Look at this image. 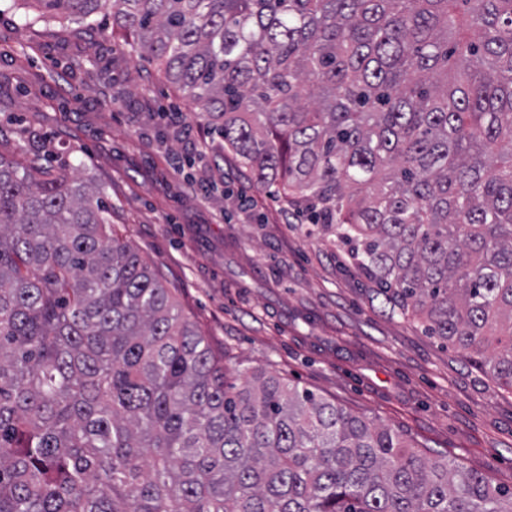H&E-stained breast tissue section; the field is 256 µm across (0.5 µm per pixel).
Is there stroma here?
I'll return each instance as SVG.
<instances>
[{
    "mask_svg": "<svg viewBox=\"0 0 512 512\" xmlns=\"http://www.w3.org/2000/svg\"><path fill=\"white\" fill-rule=\"evenodd\" d=\"M0 0V151L79 169L112 206L118 233L160 273L228 369L261 370L352 415L390 425L418 452L512 488V391L370 304L332 236L295 222L195 119L205 154L184 150L159 105L183 106L102 15L29 27Z\"/></svg>",
    "mask_w": 512,
    "mask_h": 512,
    "instance_id": "obj_1",
    "label": "stroma"
}]
</instances>
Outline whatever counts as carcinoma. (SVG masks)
Returning <instances> with one entry per match:
<instances>
[{"label": "carcinoma", "instance_id": "1", "mask_svg": "<svg viewBox=\"0 0 512 512\" xmlns=\"http://www.w3.org/2000/svg\"><path fill=\"white\" fill-rule=\"evenodd\" d=\"M112 17L375 299L512 391V0H33ZM0 512H512L393 429L228 381L76 171L0 153Z\"/></svg>", "mask_w": 512, "mask_h": 512}]
</instances>
